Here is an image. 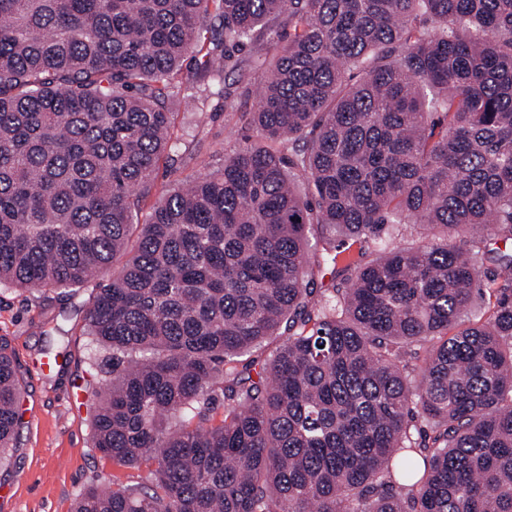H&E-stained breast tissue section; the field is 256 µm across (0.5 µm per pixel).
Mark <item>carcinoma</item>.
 Here are the masks:
<instances>
[{
    "mask_svg": "<svg viewBox=\"0 0 512 512\" xmlns=\"http://www.w3.org/2000/svg\"><path fill=\"white\" fill-rule=\"evenodd\" d=\"M228 73L256 139L140 222ZM403 224L431 234L315 288L312 232ZM474 233L512 243V0H0V289L118 268L93 446L151 475L73 512H512V250ZM21 399L0 337V464Z\"/></svg>",
    "mask_w": 512,
    "mask_h": 512,
    "instance_id": "1",
    "label": "carcinoma"
}]
</instances>
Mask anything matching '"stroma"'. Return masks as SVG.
Returning <instances> with one entry per match:
<instances>
[{"label": "stroma", "mask_w": 512, "mask_h": 512, "mask_svg": "<svg viewBox=\"0 0 512 512\" xmlns=\"http://www.w3.org/2000/svg\"><path fill=\"white\" fill-rule=\"evenodd\" d=\"M226 84L237 94L238 111H225L216 94L200 112L193 102L180 105L172 130L179 150L160 163L143 212L174 181L195 173V156L230 153L245 144L249 132L240 115L254 111L259 99L254 85L238 75L227 76ZM378 255L373 246L347 241L325 263L318 287H343L354 267ZM92 292L84 287L68 301L53 291L0 290V336L9 339L26 382L15 446L0 467V512H71L86 488L133 484L148 475L112 462L92 444L88 408L98 376L88 360L83 317L75 311Z\"/></svg>", "instance_id": "35a3bbf8"}]
</instances>
